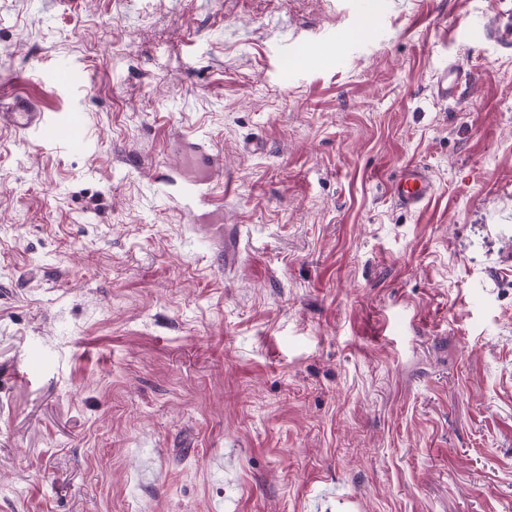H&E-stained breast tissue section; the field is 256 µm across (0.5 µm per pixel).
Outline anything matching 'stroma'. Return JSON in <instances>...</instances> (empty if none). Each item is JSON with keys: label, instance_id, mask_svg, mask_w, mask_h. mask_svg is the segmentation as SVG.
Here are the masks:
<instances>
[{"label": "stroma", "instance_id": "1", "mask_svg": "<svg viewBox=\"0 0 512 512\" xmlns=\"http://www.w3.org/2000/svg\"><path fill=\"white\" fill-rule=\"evenodd\" d=\"M499 9L0 0V107L87 138L0 125V512H512ZM194 139L235 180L199 220L156 179ZM468 73L464 66L458 62L448 64V68L444 69L437 78L433 93L437 98L445 101L454 100L462 83H467ZM8 105L9 112L0 114V122L6 121L15 131L37 133L43 142L62 143L72 151L84 148L83 126L77 118L68 122L51 120L24 96L15 97ZM390 193L394 202L407 211H420L434 194L433 181L428 171L419 164H407L392 182Z\"/></svg>", "mask_w": 512, "mask_h": 512}]
</instances>
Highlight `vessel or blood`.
Segmentation results:
<instances>
[{
  "label": "vessel or blood",
  "mask_w": 512,
  "mask_h": 512,
  "mask_svg": "<svg viewBox=\"0 0 512 512\" xmlns=\"http://www.w3.org/2000/svg\"><path fill=\"white\" fill-rule=\"evenodd\" d=\"M483 38L494 43L504 55H512V8L502 11L498 17L484 26ZM468 79V73L460 63H450L437 78L433 93L443 100L455 99L459 87ZM0 121L7 122L15 131L21 133L34 132L48 144L62 143L74 151L82 150L85 146L83 126L78 119L58 122L49 119L40 112L32 101L24 96L16 97L9 105L7 112L0 114ZM217 154L201 156L200 153L189 151L183 154L181 168L186 192H203L208 203L219 201L220 194L231 191L232 177H225L219 192L208 191V163L217 162ZM390 193L394 202L407 211L422 210L434 194L433 181L428 171L418 164H407L398 178L392 182Z\"/></svg>",
  "instance_id": "1"
}]
</instances>
